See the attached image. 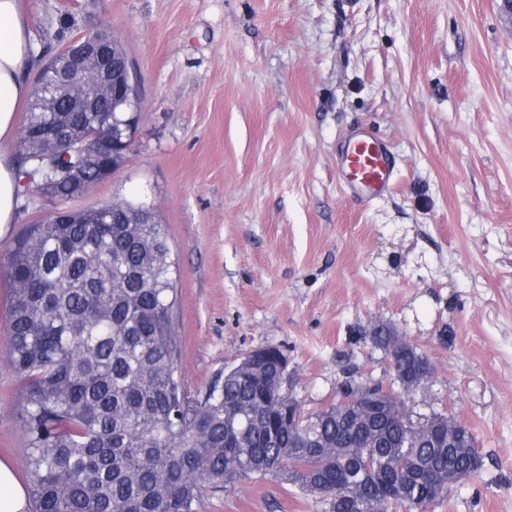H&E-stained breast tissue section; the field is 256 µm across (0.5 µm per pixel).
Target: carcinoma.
Segmentation results:
<instances>
[{
	"label": "carcinoma",
	"mask_w": 512,
	"mask_h": 512,
	"mask_svg": "<svg viewBox=\"0 0 512 512\" xmlns=\"http://www.w3.org/2000/svg\"><path fill=\"white\" fill-rule=\"evenodd\" d=\"M43 81L35 80L16 169L21 181H53L45 193L67 200L63 172L75 150H62L61 139L79 146L99 132L110 141L122 113L107 93L95 111L71 112L64 90L49 112ZM176 272L164 226L128 199L43 217L10 242L6 339L37 512H199L203 488L269 472L322 495L325 512H417L448 493V478L480 470L470 429L450 453L437 431L417 436L379 402L364 427L336 417L334 403L311 413L298 404L288 425L271 359H243L189 399L172 330ZM390 363L407 379L430 374L415 347ZM366 388L342 385L348 410Z\"/></svg>",
	"instance_id": "cac0c4a2"
}]
</instances>
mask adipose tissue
Returning <instances> with one entry per match:
<instances>
[{"label": "adipose tissue", "mask_w": 512, "mask_h": 512, "mask_svg": "<svg viewBox=\"0 0 512 512\" xmlns=\"http://www.w3.org/2000/svg\"><path fill=\"white\" fill-rule=\"evenodd\" d=\"M30 33L18 0H0V144L12 140L17 113L29 95Z\"/></svg>", "instance_id": "adipose-tissue-1"}]
</instances>
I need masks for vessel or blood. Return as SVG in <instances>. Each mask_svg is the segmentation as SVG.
Here are the masks:
<instances>
[{
	"instance_id": "1",
	"label": "vessel or blood",
	"mask_w": 512,
	"mask_h": 512,
	"mask_svg": "<svg viewBox=\"0 0 512 512\" xmlns=\"http://www.w3.org/2000/svg\"><path fill=\"white\" fill-rule=\"evenodd\" d=\"M337 173L344 187L363 202L385 194L396 180L387 142L364 128L344 137Z\"/></svg>"
}]
</instances>
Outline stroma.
I'll list each match as a JSON object with an SVG mask.
<instances>
[{
  "label": "stroma",
  "instance_id": "1",
  "mask_svg": "<svg viewBox=\"0 0 512 512\" xmlns=\"http://www.w3.org/2000/svg\"><path fill=\"white\" fill-rule=\"evenodd\" d=\"M31 39L104 26L142 111L132 152L84 196L34 197L0 237V458L24 471L5 341L8 246L61 208L139 198L180 267L172 323L189 397L277 346L318 410L347 378L393 387L367 332L413 341L414 413L468 425L483 459L425 512H512V15L500 0H18ZM359 125L396 184L366 205L336 177ZM281 475L205 489L199 512H323Z\"/></svg>",
  "mask_w": 512,
  "mask_h": 512
}]
</instances>
